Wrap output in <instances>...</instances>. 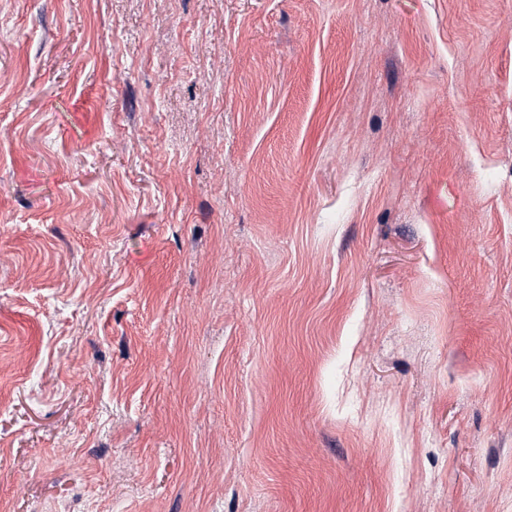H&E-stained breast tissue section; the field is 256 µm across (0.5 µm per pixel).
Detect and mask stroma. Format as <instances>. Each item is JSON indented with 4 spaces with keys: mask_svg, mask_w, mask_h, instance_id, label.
Segmentation results:
<instances>
[{
    "mask_svg": "<svg viewBox=\"0 0 512 512\" xmlns=\"http://www.w3.org/2000/svg\"><path fill=\"white\" fill-rule=\"evenodd\" d=\"M0 512H512V0H0Z\"/></svg>",
    "mask_w": 512,
    "mask_h": 512,
    "instance_id": "obj_1",
    "label": "stroma"
}]
</instances>
